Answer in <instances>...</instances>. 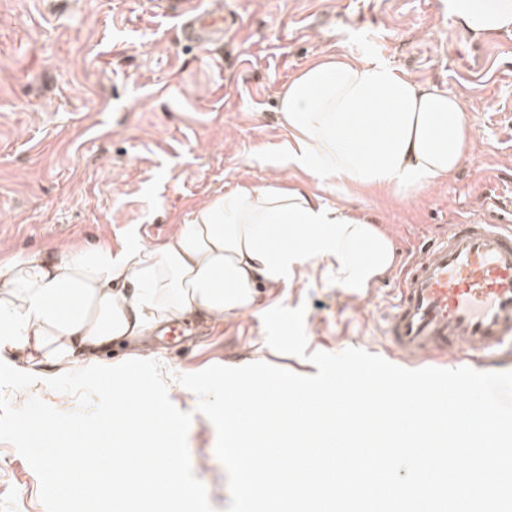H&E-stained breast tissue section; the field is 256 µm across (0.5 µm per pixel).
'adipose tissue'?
Segmentation results:
<instances>
[{
	"label": "adipose tissue",
	"mask_w": 512,
	"mask_h": 512,
	"mask_svg": "<svg viewBox=\"0 0 512 512\" xmlns=\"http://www.w3.org/2000/svg\"><path fill=\"white\" fill-rule=\"evenodd\" d=\"M466 31L512 30V0H447ZM285 161L338 191L411 196L457 170L473 129L461 101L378 59L327 55L279 94ZM336 288L361 295L395 262L377 225L273 178L206 203L156 249L60 246L0 269V355L70 369L112 343L206 313L252 310L258 284L292 283L310 260Z\"/></svg>",
	"instance_id": "adipose-tissue-1"
}]
</instances>
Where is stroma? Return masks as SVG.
<instances>
[{"label":"stroma","instance_id":"1","mask_svg":"<svg viewBox=\"0 0 512 512\" xmlns=\"http://www.w3.org/2000/svg\"><path fill=\"white\" fill-rule=\"evenodd\" d=\"M234 31L192 48L157 0H0V260L54 254L58 245L160 247L192 213L276 172L321 203L342 205L335 184L280 167L288 128L278 94L325 55L378 58L413 81L457 96L473 120L467 157L448 181L404 198L363 191L350 203L393 240L396 262L365 296L312 272L279 289L259 287L248 313L223 325L197 316L186 340L146 336L99 352L100 364L131 355L159 361L168 378L213 365L266 362L313 375L305 359L265 342L263 314L305 306L309 351L358 348L407 369L470 367L456 349L399 355L385 316L417 250L465 215H482L494 194L512 210V31L476 36L456 25L444 0H203ZM56 367L29 370L0 356V397L13 407L36 397L71 411L74 395L51 389ZM171 401L192 413V468L217 512L230 492L215 456L216 431L186 388ZM25 459L0 442V512H45Z\"/></svg>","mask_w":512,"mask_h":512}]
</instances>
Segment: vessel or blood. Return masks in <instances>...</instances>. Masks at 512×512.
Here are the masks:
<instances>
[{
  "instance_id": "1",
  "label": "vessel or blood",
  "mask_w": 512,
  "mask_h": 512,
  "mask_svg": "<svg viewBox=\"0 0 512 512\" xmlns=\"http://www.w3.org/2000/svg\"><path fill=\"white\" fill-rule=\"evenodd\" d=\"M164 2L187 40H220L228 30L223 15L200 9L198 0ZM403 282L385 328L397 352L512 346V223L462 220L405 265Z\"/></svg>"
}]
</instances>
